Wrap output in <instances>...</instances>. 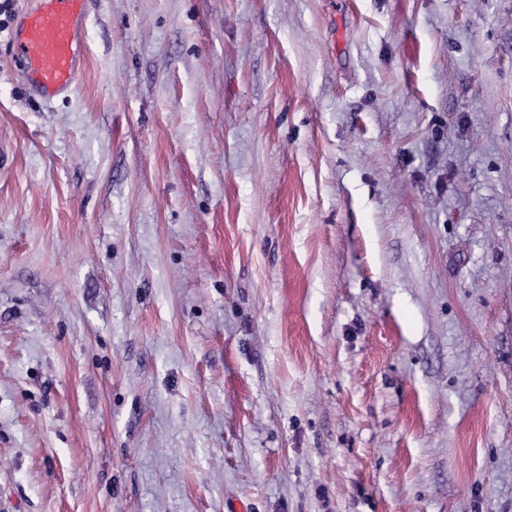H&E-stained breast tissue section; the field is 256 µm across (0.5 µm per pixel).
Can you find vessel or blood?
<instances>
[{
	"mask_svg": "<svg viewBox=\"0 0 512 512\" xmlns=\"http://www.w3.org/2000/svg\"><path fill=\"white\" fill-rule=\"evenodd\" d=\"M87 0H38L9 43V58L26 89L53 99L71 91L84 65L81 37Z\"/></svg>",
	"mask_w": 512,
	"mask_h": 512,
	"instance_id": "1",
	"label": "vessel or blood"
}]
</instances>
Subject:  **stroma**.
Instances as JSON below:
<instances>
[{
    "instance_id": "obj_1",
    "label": "stroma",
    "mask_w": 512,
    "mask_h": 512,
    "mask_svg": "<svg viewBox=\"0 0 512 512\" xmlns=\"http://www.w3.org/2000/svg\"><path fill=\"white\" fill-rule=\"evenodd\" d=\"M0 14V512H512V0ZM37 1L13 32L9 58L30 93L53 99L74 88L84 66L87 0Z\"/></svg>"
}]
</instances>
